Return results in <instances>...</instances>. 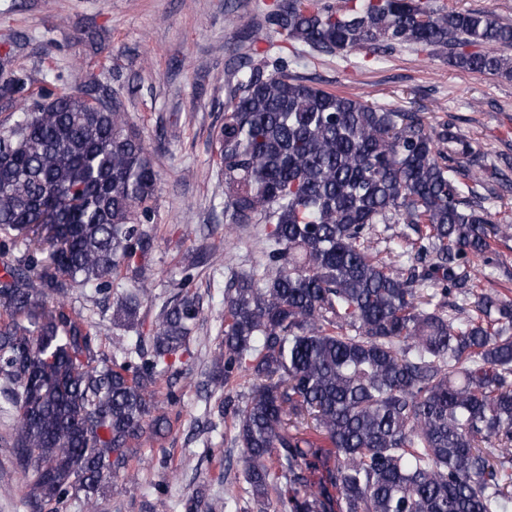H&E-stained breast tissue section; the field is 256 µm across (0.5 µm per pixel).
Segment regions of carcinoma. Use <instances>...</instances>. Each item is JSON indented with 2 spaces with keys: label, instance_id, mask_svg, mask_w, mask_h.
Masks as SVG:
<instances>
[{
  "label": "carcinoma",
  "instance_id": "cac0c4a2",
  "mask_svg": "<svg viewBox=\"0 0 512 512\" xmlns=\"http://www.w3.org/2000/svg\"><path fill=\"white\" fill-rule=\"evenodd\" d=\"M293 56L381 44L512 77V24L437 0H276L265 16ZM0 398L30 512H96L106 477L137 471L140 441L170 433L165 379L199 319L178 292L147 336L145 261L157 172L95 73L59 88L0 54ZM212 134L224 223L268 224L266 261L224 285L208 382L224 390L250 499L265 512H512V299L481 287L494 186L507 180L451 125L306 84L280 58L228 76ZM381 224H408L397 269ZM132 289L113 317L135 330L112 357L67 298ZM459 303L448 313L443 297ZM252 383L244 399L236 388Z\"/></svg>",
  "mask_w": 512,
  "mask_h": 512
}]
</instances>
